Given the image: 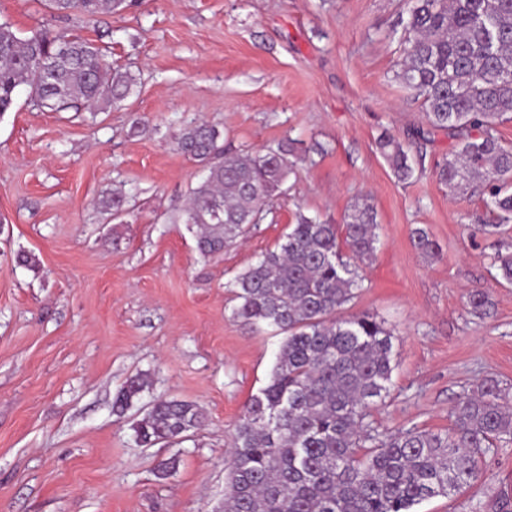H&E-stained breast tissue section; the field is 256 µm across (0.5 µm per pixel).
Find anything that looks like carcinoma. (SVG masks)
Segmentation results:
<instances>
[{
	"label": "carcinoma",
	"mask_w": 512,
	"mask_h": 512,
	"mask_svg": "<svg viewBox=\"0 0 512 512\" xmlns=\"http://www.w3.org/2000/svg\"><path fill=\"white\" fill-rule=\"evenodd\" d=\"M59 16L119 13L127 0H46ZM403 59L396 78L420 102L430 126L461 139L439 165L438 180L456 191L473 182L499 214L498 224L472 232L501 233L512 220V148L494 135L512 119V0H414L403 24ZM136 76L112 66L103 50L78 36L37 32L22 39L0 24V115L24 86L52 110L82 104L91 111L120 106ZM178 150L207 171L183 210L197 228L205 257L224 252L272 201L293 173V143L229 155L221 133L205 122L180 129ZM380 147L395 175H413L411 158L392 137ZM376 213L355 202L343 223L304 215L284 241L235 280L232 317L283 341L268 383L245 405L227 463L224 512H411L427 498L454 495L485 478V458L512 445V392L494 379L459 397L444 431L381 432L370 410L388 395L394 371L392 330L368 314L341 318L362 287L358 263L376 251ZM414 247L439 248L421 229ZM496 276L512 284V246L499 244ZM467 303L487 312L488 294ZM148 386L140 375L116 395L121 414ZM204 414L194 403L158 399L135 425L141 446L185 437Z\"/></svg>",
	"instance_id": "1"
}]
</instances>
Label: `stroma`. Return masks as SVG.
Here are the masks:
<instances>
[{
  "label": "stroma",
  "mask_w": 512,
  "mask_h": 512,
  "mask_svg": "<svg viewBox=\"0 0 512 512\" xmlns=\"http://www.w3.org/2000/svg\"><path fill=\"white\" fill-rule=\"evenodd\" d=\"M407 0H132L119 14L58 17L44 0H0V23L92 40L135 73L119 108L53 111L18 91L0 116V512H222L225 461L244 405L282 341L232 317L234 280L305 215L341 223L358 197L377 214L375 256L342 311L394 329L396 367L370 419L379 430L447 429L456 397L512 387V286L491 272L496 240L476 186L435 168L456 140L430 127L396 79ZM230 152L296 148L287 192L223 255L206 259L180 215L204 177L173 135L199 121ZM414 161L392 172L383 134ZM121 190V212L100 201ZM424 228L439 246L411 242ZM35 256L38 266L17 265ZM488 291L476 314L469 291ZM150 386L123 417L128 379ZM159 397L198 405L181 440L140 446L134 423ZM512 446L484 482L414 512H499ZM148 386V380L144 375L131 379L116 395L113 403V411L121 414Z\"/></svg>",
  "instance_id": "1"
}]
</instances>
